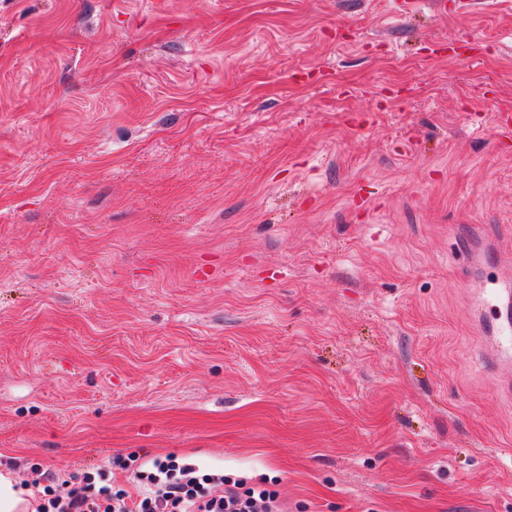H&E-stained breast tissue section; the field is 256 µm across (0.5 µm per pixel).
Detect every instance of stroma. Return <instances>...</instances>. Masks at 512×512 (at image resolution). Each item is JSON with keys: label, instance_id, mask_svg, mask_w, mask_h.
I'll return each mask as SVG.
<instances>
[{"label": "stroma", "instance_id": "35a3bbf8", "mask_svg": "<svg viewBox=\"0 0 512 512\" xmlns=\"http://www.w3.org/2000/svg\"><path fill=\"white\" fill-rule=\"evenodd\" d=\"M447 2L0 0L1 475L512 512V0ZM495 311L492 319L485 315V309ZM489 319V335L493 336L491 345L498 354L509 359L512 355V279L510 277L487 281L482 290L475 310V320L479 323Z\"/></svg>", "mask_w": 512, "mask_h": 512}]
</instances>
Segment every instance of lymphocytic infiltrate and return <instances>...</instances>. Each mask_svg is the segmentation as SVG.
Returning a JSON list of instances; mask_svg holds the SVG:
<instances>
[{"mask_svg": "<svg viewBox=\"0 0 512 512\" xmlns=\"http://www.w3.org/2000/svg\"><path fill=\"white\" fill-rule=\"evenodd\" d=\"M115 466L129 472L128 487H113ZM32 500L31 512H288L277 490L207 471L174 455L146 466L130 454L78 476L54 473Z\"/></svg>", "mask_w": 512, "mask_h": 512, "instance_id": "lymphocytic-infiltrate-1", "label": "lymphocytic infiltrate"}]
</instances>
